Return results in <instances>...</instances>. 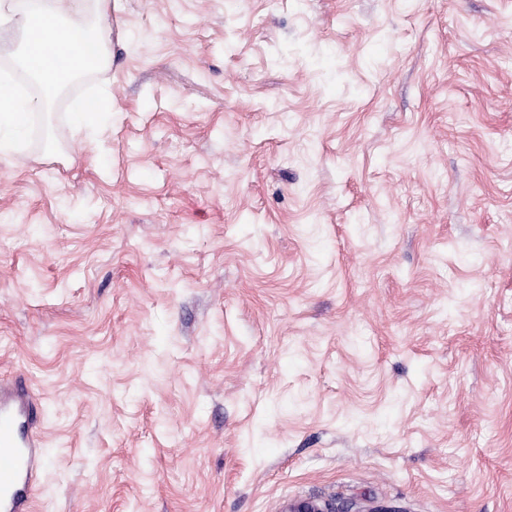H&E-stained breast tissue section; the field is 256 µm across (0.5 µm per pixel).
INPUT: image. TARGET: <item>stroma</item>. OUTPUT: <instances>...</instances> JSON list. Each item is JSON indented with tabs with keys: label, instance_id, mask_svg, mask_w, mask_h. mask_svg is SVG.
Listing matches in <instances>:
<instances>
[{
	"label": "stroma",
	"instance_id": "obj_1",
	"mask_svg": "<svg viewBox=\"0 0 512 512\" xmlns=\"http://www.w3.org/2000/svg\"><path fill=\"white\" fill-rule=\"evenodd\" d=\"M106 23L0 155L34 512H512V0ZM102 100H90L78 103L71 113L72 120L79 126L83 127L87 136L93 134L96 130L98 122L102 117Z\"/></svg>",
	"mask_w": 512,
	"mask_h": 512
}]
</instances>
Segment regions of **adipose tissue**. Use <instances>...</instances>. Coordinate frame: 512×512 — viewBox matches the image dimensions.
Here are the masks:
<instances>
[{
    "mask_svg": "<svg viewBox=\"0 0 512 512\" xmlns=\"http://www.w3.org/2000/svg\"><path fill=\"white\" fill-rule=\"evenodd\" d=\"M110 0H32L16 23L27 33L22 62L39 79L44 95L58 91L63 72L83 67L88 59L108 63L107 34L102 21ZM91 21H84V14ZM34 102L0 75V154L20 149L28 135V114Z\"/></svg>",
    "mask_w": 512,
    "mask_h": 512,
    "instance_id": "ef3b65f1",
    "label": "adipose tissue"
}]
</instances>
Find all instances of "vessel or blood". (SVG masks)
I'll use <instances>...</instances> for the list:
<instances>
[{"label": "vessel or blood", "instance_id": "vessel-or-blood-1", "mask_svg": "<svg viewBox=\"0 0 512 512\" xmlns=\"http://www.w3.org/2000/svg\"><path fill=\"white\" fill-rule=\"evenodd\" d=\"M41 419L25 374L0 380V512H32L44 465Z\"/></svg>", "mask_w": 512, "mask_h": 512}]
</instances>
